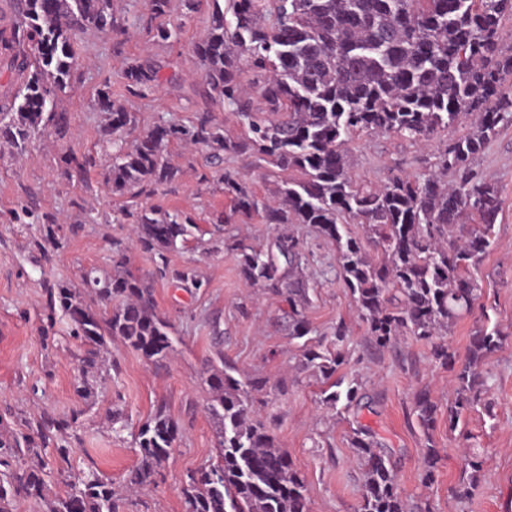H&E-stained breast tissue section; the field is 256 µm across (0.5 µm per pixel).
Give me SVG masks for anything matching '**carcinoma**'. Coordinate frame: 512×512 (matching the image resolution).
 <instances>
[{
    "label": "carcinoma",
    "instance_id": "carcinoma-1",
    "mask_svg": "<svg viewBox=\"0 0 512 512\" xmlns=\"http://www.w3.org/2000/svg\"><path fill=\"white\" fill-rule=\"evenodd\" d=\"M512 0H229L233 21L212 10L207 34L195 46L202 63L204 97L215 96L244 127L238 137L202 112L185 127L157 124L127 141L135 116L102 91L94 105L105 113L103 135L112 145L109 183L126 199L122 215L132 220L144 249L158 254L187 241L195 224L180 212L146 208L139 199L171 182L178 170L168 162L171 144L203 145L235 155H253L277 169V199L259 200L246 181L224 174V194L234 213L268 224H306L336 251L347 287L369 340L378 350L399 336L429 341L440 365L454 358L446 336L455 321L482 296L476 271L493 243L501 209L496 185L472 165L504 121H512V56L499 50L502 20ZM154 40L177 39L171 0H147ZM12 17L0 26V70L10 74L0 91V138L27 143L48 128L63 139V114L49 111L70 87L79 57L71 35L85 29L120 33L112 0H10ZM127 94L138 96L158 79L159 69L135 59L122 62ZM253 76L258 99L242 87ZM463 116L474 131L439 151L440 173L410 177L397 171L379 188L354 180L344 146L362 134L394 135L425 145ZM64 173L84 172L92 157H60ZM361 225L353 236L348 222ZM372 248H367V245ZM240 277L250 287L286 296L292 336L312 332L306 315L308 285L300 277L306 260L299 238L278 235L265 247L235 244ZM91 297L109 307L98 314ZM68 318L75 338L89 344L83 363L95 364L104 336H119L156 362L172 348L170 325L155 308L151 289L117 271L101 279L93 272L84 290L60 285L51 292L47 319L56 310ZM333 347H305L304 364L328 381L320 403L347 413L363 399L362 382L339 373L346 361L349 330L333 328ZM512 341V332L480 325L470 337L448 406V432L487 392L484 359ZM214 393L209 412L221 420L216 463L187 476L189 512H309L303 478L250 405L266 381L230 365L207 379ZM419 426L430 434L438 405L427 394L415 407ZM55 420L36 422L34 439L0 438V512H15L20 498L45 496L42 473L20 465L42 453ZM177 438L175 423L161 407L138 430L140 461L126 478L134 492L153 481ZM421 481H434L438 455L430 446ZM349 448L364 467L356 512H418L402 495L387 449L374 432L352 428ZM67 491L50 512H120L112 482L92 473L66 479Z\"/></svg>",
    "mask_w": 512,
    "mask_h": 512
}]
</instances>
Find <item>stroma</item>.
<instances>
[{
  "label": "stroma",
  "instance_id": "1",
  "mask_svg": "<svg viewBox=\"0 0 512 512\" xmlns=\"http://www.w3.org/2000/svg\"><path fill=\"white\" fill-rule=\"evenodd\" d=\"M113 5L124 35L88 29L75 36L80 64L72 76L74 88L54 104L68 116L66 138L42 134L22 149L0 140V433L30 434L31 422L44 414L59 423L40 458L25 461L26 467L47 472L46 496L18 501L16 512H49V498L64 492L54 472L59 447L68 449L74 473L95 471L122 490L138 462V427L160 407L177 423L179 436L153 482L129 497L122 512H188L187 474L207 467L217 455L205 379L223 361L265 379L251 405L303 478L311 512H354L364 479L348 446L356 419L394 448L400 489L409 502L430 512H512V345L483 362L489 406L464 414L458 425L471 434L469 447L448 432L457 366L465 360L476 323L486 319L512 328V123L501 125L474 159L475 168L497 186L502 209L495 244L478 270L480 304L446 337L456 353L452 366L436 363L431 343L410 336L381 352L371 348L349 292L328 268L332 251L314 229L290 225L309 256L301 271L310 285L307 316L321 334L337 322L347 325L344 371L363 380L369 397L358 418L340 415L320 403L322 385L304 365L300 342L290 338L282 318L283 297L246 286L238 274L233 243L262 247L279 228L258 216L230 219L232 203L222 177L228 170L238 172L259 199L267 200L278 188L273 169L255 167L246 155L170 145L167 158L178 175L143 204L189 214L197 229L185 244L161 256L137 245L132 224L119 214L121 199L108 182L105 115L93 104L98 91H111L116 104L134 113L140 132L161 121L186 124L203 111L223 125L226 135H240L242 128L223 101L198 94L202 66L194 46L206 34L211 0H202L193 12L183 0H172V17L183 25L173 43L153 41L145 0H113ZM125 57L161 65L164 82L145 96L128 95L120 64ZM438 147L435 141L422 148L394 136L369 135L347 149L354 178L378 187L397 163L410 176L433 170ZM69 150L92 152L95 162L84 177L64 175L59 158ZM117 244L127 257L126 274L152 287L157 310L171 325L174 351L159 364L115 337L102 349L97 368L85 371V345L70 337L64 319H46L48 291L61 284L82 288L90 271L111 276ZM186 269L195 283L173 280V273ZM423 393L439 408L429 438L415 416ZM430 439L440 460L434 482L425 486L422 457ZM470 451L484 466L470 496L460 499L453 490Z\"/></svg>",
  "mask_w": 512,
  "mask_h": 512
}]
</instances>
